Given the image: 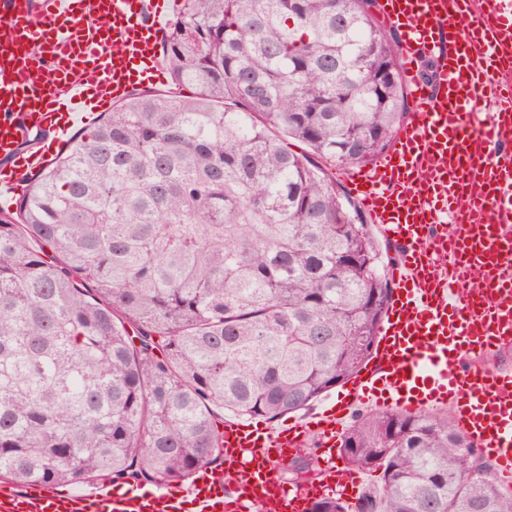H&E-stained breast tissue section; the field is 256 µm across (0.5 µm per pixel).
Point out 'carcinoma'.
Returning a JSON list of instances; mask_svg holds the SVG:
<instances>
[{
    "label": "carcinoma",
    "instance_id": "obj_1",
    "mask_svg": "<svg viewBox=\"0 0 512 512\" xmlns=\"http://www.w3.org/2000/svg\"><path fill=\"white\" fill-rule=\"evenodd\" d=\"M376 7L182 0L162 61L199 92H132L0 208L1 481L180 483L221 457L220 412L297 413L368 361L392 288L333 169L408 116ZM340 454L379 480L312 512H512L435 412L360 413Z\"/></svg>",
    "mask_w": 512,
    "mask_h": 512
}]
</instances>
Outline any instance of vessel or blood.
Wrapping results in <instances>:
<instances>
[{
	"instance_id": "vessel-or-blood-1",
	"label": "vessel or blood",
	"mask_w": 512,
	"mask_h": 512,
	"mask_svg": "<svg viewBox=\"0 0 512 512\" xmlns=\"http://www.w3.org/2000/svg\"><path fill=\"white\" fill-rule=\"evenodd\" d=\"M171 0H0V186L13 191L66 143L75 121L162 80ZM400 31L413 119L347 182L395 246L392 300L371 360L336 398L279 427L225 420L220 467L186 484L59 493L0 489V512H308L355 499L360 474L336 437L361 406H446L463 436L512 481V0H382ZM432 60L429 79L419 65ZM316 441V484L288 485L276 461Z\"/></svg>"
}]
</instances>
